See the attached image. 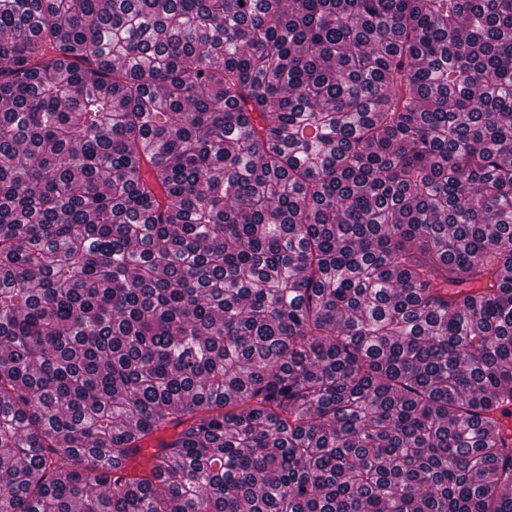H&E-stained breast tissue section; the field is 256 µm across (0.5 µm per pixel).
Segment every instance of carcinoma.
Returning <instances> with one entry per match:
<instances>
[{"mask_svg":"<svg viewBox=\"0 0 512 512\" xmlns=\"http://www.w3.org/2000/svg\"><path fill=\"white\" fill-rule=\"evenodd\" d=\"M511 412L512 0H0V512H512Z\"/></svg>","mask_w":512,"mask_h":512,"instance_id":"1","label":"carcinoma"}]
</instances>
